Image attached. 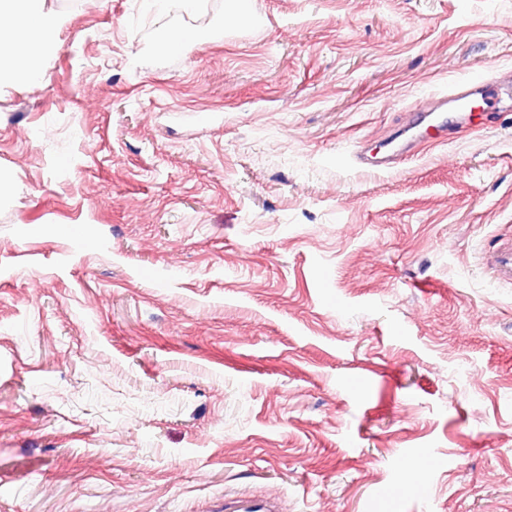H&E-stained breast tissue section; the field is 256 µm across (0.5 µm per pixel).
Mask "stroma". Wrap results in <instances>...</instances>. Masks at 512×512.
<instances>
[{
    "instance_id": "35a3bbf8",
    "label": "stroma",
    "mask_w": 512,
    "mask_h": 512,
    "mask_svg": "<svg viewBox=\"0 0 512 512\" xmlns=\"http://www.w3.org/2000/svg\"><path fill=\"white\" fill-rule=\"evenodd\" d=\"M45 6L0 83V512H512V111L349 162L512 72V0ZM44 0H1L0 18L19 15L23 25L15 29L0 26V81L4 76L27 75L32 81L43 77L39 67L42 55L57 43L62 25L58 13L47 11ZM36 33L33 40L30 32ZM279 496H251L246 494L224 495L220 507L213 512H282Z\"/></svg>"
}]
</instances>
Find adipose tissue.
Wrapping results in <instances>:
<instances>
[{"label":"adipose tissue","mask_w":512,"mask_h":512,"mask_svg":"<svg viewBox=\"0 0 512 512\" xmlns=\"http://www.w3.org/2000/svg\"><path fill=\"white\" fill-rule=\"evenodd\" d=\"M44 0H0V18L18 15L21 27H0V78L20 74L40 79L42 55L57 43L62 25L59 14L45 10Z\"/></svg>","instance_id":"1"}]
</instances>
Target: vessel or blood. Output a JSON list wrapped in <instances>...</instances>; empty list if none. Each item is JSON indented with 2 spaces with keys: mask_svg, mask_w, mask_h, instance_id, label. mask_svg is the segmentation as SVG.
Here are the masks:
<instances>
[{
  "mask_svg": "<svg viewBox=\"0 0 512 512\" xmlns=\"http://www.w3.org/2000/svg\"><path fill=\"white\" fill-rule=\"evenodd\" d=\"M507 85L501 80H465L433 103L416 106L413 114L399 130L400 151L415 149L418 142L443 143L452 126L469 124L473 108L486 112L507 110ZM216 512H283L279 496L226 495Z\"/></svg>",
  "mask_w": 512,
  "mask_h": 512,
  "instance_id": "vessel-or-blood-1",
  "label": "vessel or blood"
}]
</instances>
